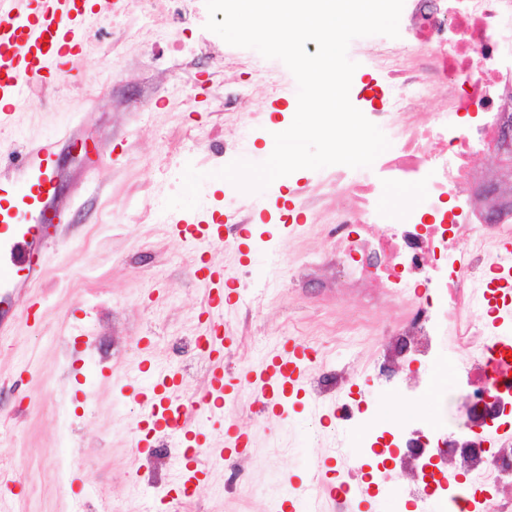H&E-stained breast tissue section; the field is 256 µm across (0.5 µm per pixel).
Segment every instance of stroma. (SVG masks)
I'll list each match as a JSON object with an SVG mask.
<instances>
[{
    "instance_id": "35a3bbf8",
    "label": "stroma",
    "mask_w": 512,
    "mask_h": 512,
    "mask_svg": "<svg viewBox=\"0 0 512 512\" xmlns=\"http://www.w3.org/2000/svg\"><path fill=\"white\" fill-rule=\"evenodd\" d=\"M120 20L117 27L92 20L78 77L36 84L0 130L2 183L15 181L16 156L29 143L63 129L72 135L56 157L60 191L48 212L60 214L65 228L46 249L38 317L0 338V473L14 480L0 493V512H143L151 495L155 512H175L170 459L135 450L138 392L163 367L179 372L184 395L209 383L207 360L189 350L169 357L171 339L201 331L204 289L190 269L202 259L241 276L216 311L236 338L224 352V374L236 386L293 338L317 350L309 378L350 368L376 418L392 396L373 376L384 349L378 337L348 346L322 333L326 320L367 309L363 291L301 288L274 275L330 251L314 222L294 234L291 218L274 210L253 225L252 239L231 248L198 247L172 232L179 220L216 210L229 216L242 204L215 176L224 166L215 147L235 132L224 121V78L238 70H217L207 59L173 70L165 49L137 39V0H125ZM200 70L207 76L190 85V105L176 102V72ZM81 143L90 151L75 155ZM189 164L206 175L198 207L166 211L162 224L144 218L146 192H181ZM311 404L304 390L285 399L281 415L261 420L240 397L201 419L199 431L213 441L231 428L250 434L237 459L246 482L231 483L224 466L209 465L194 481L187 512H279L300 487L335 481L337 460L358 452V434Z\"/></svg>"
}]
</instances>
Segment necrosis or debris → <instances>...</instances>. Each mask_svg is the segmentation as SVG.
I'll list each match as a JSON object with an SVG mask.
<instances>
[{
    "label": "necrosis or debris",
    "mask_w": 512,
    "mask_h": 512,
    "mask_svg": "<svg viewBox=\"0 0 512 512\" xmlns=\"http://www.w3.org/2000/svg\"><path fill=\"white\" fill-rule=\"evenodd\" d=\"M401 29L410 40L399 49L373 51L368 65L385 84L383 103L364 108L365 117L385 129L390 147L364 176L339 166L304 183L301 207L315 215L335 246L324 264L333 269L329 288L368 289L390 323L365 317L337 321L338 340L393 335L405 345V364H419V380L405 386L408 398L431 394L441 364L438 338L452 328L474 346L464 370L470 388L442 394L438 417L382 420L392 438L390 457L421 461L426 479L401 490L390 471L379 477L361 465L346 468L365 484L381 480L399 512H426L441 495L451 506L493 505L512 512V332L502 328L485 291L505 268L491 262L492 248L512 240V210L488 219L474 195L487 181H474L483 155L501 137L502 116L512 113V0H405ZM242 94L224 86V110L238 128L225 141L233 158L254 142L258 124L242 117ZM436 101L430 118L419 107ZM406 189L403 206L383 207L385 189Z\"/></svg>",
    "instance_id": "necrosis-or-debris-1"
}]
</instances>
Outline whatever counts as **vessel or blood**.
I'll use <instances>...</instances> for the list:
<instances>
[{"instance_id":"1","label":"vessel or blood","mask_w":512,"mask_h":512,"mask_svg":"<svg viewBox=\"0 0 512 512\" xmlns=\"http://www.w3.org/2000/svg\"><path fill=\"white\" fill-rule=\"evenodd\" d=\"M119 0H0V127L11 122L15 112L27 103L33 83L61 74L67 61L79 55L86 35V19L106 14ZM58 144L47 140L28 146L21 168L22 180L12 187H0V333L11 331L19 316L29 314L17 297L19 291L34 287L44 275V255L59 225L17 223V201L48 202L54 184L53 162ZM172 230L183 240L220 244L224 241L221 221L201 220L176 224ZM194 277L205 290L208 309L224 302V269L208 264L195 266ZM211 364L208 385L189 398L177 397L180 382L175 373L158 376L140 403L136 431L141 443L157 433L174 437L180 447L197 439L196 423L204 414H213L224 404V348L232 337L223 333L221 322L210 321L205 333ZM311 354L307 344L286 340L259 367L248 369L244 377L252 401L265 410L280 405L282 395L302 390L303 362ZM332 487L310 492L291 501V512H322L323 501L335 500Z\"/></svg>"}]
</instances>
